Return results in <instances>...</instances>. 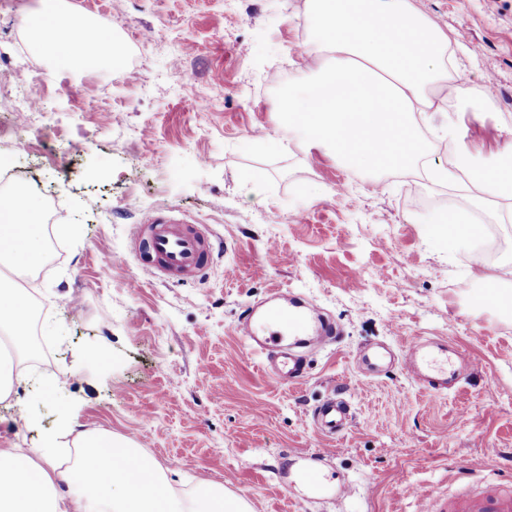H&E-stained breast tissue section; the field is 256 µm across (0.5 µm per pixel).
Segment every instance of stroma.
<instances>
[{
    "mask_svg": "<svg viewBox=\"0 0 512 512\" xmlns=\"http://www.w3.org/2000/svg\"><path fill=\"white\" fill-rule=\"evenodd\" d=\"M67 2L122 39L127 64L55 69L23 22L39 0L0 15V164L23 167L46 239L22 282L37 348L27 384L0 402V451L41 447L73 410L82 429L131 438L175 488L211 480L250 512H418L406 486L441 499L512 484V312L485 305L469 251L438 252L417 222L477 192L462 175L429 179L428 168L451 164L446 138L420 120L422 165L377 183L296 141L254 148L255 129L281 134L283 98L269 76L295 85L310 72L308 0ZM412 3L460 36V91L443 107L480 111L466 139L477 160H492L512 129V0ZM37 82L48 112L14 127L3 104ZM149 211L191 217L228 243L205 281L151 277L130 245ZM277 288L341 331L293 387L271 381L235 329ZM420 336L472 356L452 390L423 391L397 366L361 374L364 347ZM88 346L101 360L79 359ZM336 388L353 420L320 459L327 443L313 413ZM470 459L482 463L473 476ZM311 466L320 486L304 480ZM346 484L354 495L337 499Z\"/></svg>",
    "mask_w": 512,
    "mask_h": 512,
    "instance_id": "obj_1",
    "label": "stroma"
}]
</instances>
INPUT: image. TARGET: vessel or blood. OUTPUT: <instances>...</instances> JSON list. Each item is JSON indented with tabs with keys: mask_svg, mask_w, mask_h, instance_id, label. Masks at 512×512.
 <instances>
[{
	"mask_svg": "<svg viewBox=\"0 0 512 512\" xmlns=\"http://www.w3.org/2000/svg\"><path fill=\"white\" fill-rule=\"evenodd\" d=\"M133 247L153 277L176 282L207 278L223 244L209 227L175 214L148 212L136 227ZM237 331L260 355L263 371L278 384L295 385L308 375L305 350L322 351L336 341L340 329L315 309L289 299L287 292H272L264 305L251 308L240 319ZM405 369L429 392L447 389L446 371L430 366L446 355V345L411 339L402 346ZM349 403L334 395L313 413L319 432L330 439L341 435L351 422ZM448 512H512V489L496 485L465 500L451 503Z\"/></svg>",
	"mask_w": 512,
	"mask_h": 512,
	"instance_id": "1",
	"label": "vessel or blood"
}]
</instances>
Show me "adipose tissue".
<instances>
[{
	"mask_svg": "<svg viewBox=\"0 0 512 512\" xmlns=\"http://www.w3.org/2000/svg\"><path fill=\"white\" fill-rule=\"evenodd\" d=\"M309 22L314 76L289 88L277 146L296 138L306 148L335 153L357 172L409 171L425 148L417 115L436 114L453 168L466 170L478 192L466 208L431 214L427 239L440 251L453 252L478 238L474 215L490 203L512 213V129L505 131L495 163L476 166L462 131L463 113L434 104L452 78L445 31L418 13L411 0H309ZM25 25L33 50L67 69L104 68L122 55L117 39L97 31L91 19L71 14L64 0H43ZM83 29L95 32L85 49L74 40ZM453 168L432 169L430 176L450 179ZM44 246L41 209L1 195L0 401L24 383L13 360L31 350L30 304L3 278L33 272ZM0 512H248V507L208 482L191 496L178 495L167 469L131 439L77 431L68 413L42 448L0 453Z\"/></svg>",
	"mask_w": 512,
	"mask_h": 512,
	"instance_id": "adipose-tissue-1",
	"label": "adipose tissue"
}]
</instances>
